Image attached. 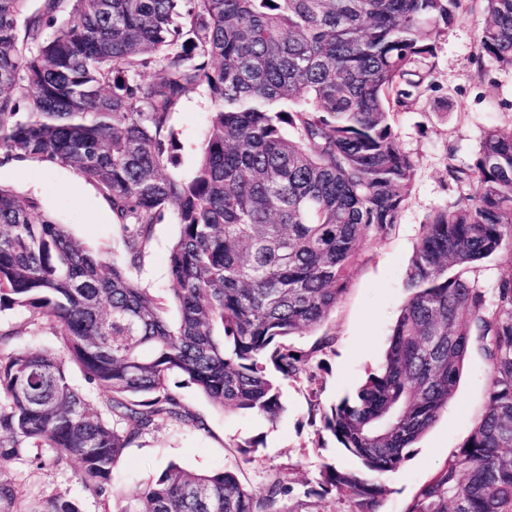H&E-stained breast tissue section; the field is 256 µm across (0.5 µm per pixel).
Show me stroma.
<instances>
[{"mask_svg":"<svg viewBox=\"0 0 512 512\" xmlns=\"http://www.w3.org/2000/svg\"><path fill=\"white\" fill-rule=\"evenodd\" d=\"M485 18L483 0H465L457 20L438 39L433 55L418 59L411 67L412 95L393 123L399 148L415 162L410 196L395 229L364 246L351 269L346 294L320 332L292 339L296 349L307 353L319 334L334 337L332 349L322 355V369L313 377L283 384L285 410L273 422L215 408L193 386L183 384L180 376H172L178 396L202 424L165 426L143 436L115 468L116 488L130 487L147 473L174 462L197 472L230 469L255 488L282 477L293 489L288 498L291 512H350V503L342 494L319 498L308 493L322 464L354 472L360 469L324 430L321 416L378 369L406 298L403 280L420 242L421 226L429 214L455 202L461 192L460 185L448 176L449 167L469 168L486 130L512 129V69L493 65L482 69L476 63ZM210 110L207 93L199 87L171 116L179 145L177 170L182 175H190L196 166L197 146ZM72 178L69 170L44 164L0 167V184L22 193L29 181L38 180V201L44 209L67 224L76 238L104 249L108 256H120L121 233L111 220L104 196L93 187L84 203H74L65 193ZM177 234L173 219L156 225L150 253L134 273L154 293H167L170 286L168 255ZM488 373L484 354L471 350L447 410L409 448L399 467L384 475L388 493L380 512H405L417 489L467 440L485 406ZM255 438L259 447L241 454L239 444ZM6 475L28 496L57 490L79 498L84 512H101L73 473L16 463Z\"/></svg>","mask_w":512,"mask_h":512,"instance_id":"35a3bbf8","label":"stroma"}]
</instances>
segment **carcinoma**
Returning a JSON list of instances; mask_svg holds the SVG:
<instances>
[{"mask_svg": "<svg viewBox=\"0 0 512 512\" xmlns=\"http://www.w3.org/2000/svg\"><path fill=\"white\" fill-rule=\"evenodd\" d=\"M29 2L0 0V165L76 171L107 199L124 256L0 185V312L22 317L0 324V467L71 471L101 512H291L280 479L254 489L171 463L116 492L112 471L144 435L198 424L173 374L219 409L282 413L280 383L313 368L292 337L323 325L366 241L398 222L414 175L392 130L402 85L462 0ZM485 2L479 59L512 68V0ZM199 86L212 110L184 178L169 122ZM448 176L473 192L427 218L380 367L323 416L363 470L324 463L308 494L337 491L352 512H378L381 476L448 408L474 348L490 364L484 411L406 512H512V275L491 302L476 278L512 249V131L485 132ZM168 215L171 288L155 295L132 272ZM30 326L59 349L14 345ZM0 512L82 510L0 476Z\"/></svg>", "mask_w": 512, "mask_h": 512, "instance_id": "obj_1", "label": "carcinoma"}]
</instances>
